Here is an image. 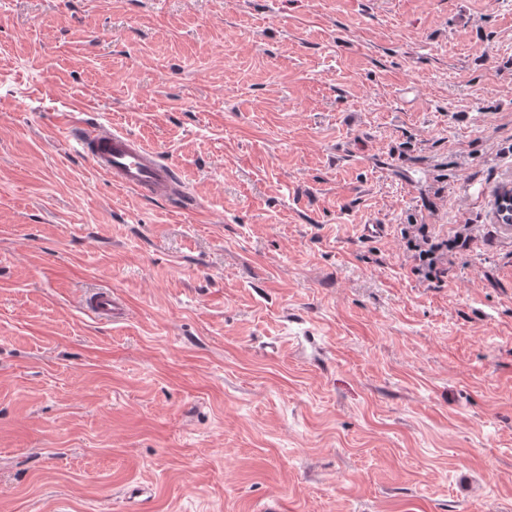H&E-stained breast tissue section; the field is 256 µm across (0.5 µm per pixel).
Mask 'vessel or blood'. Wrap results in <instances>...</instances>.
Masks as SVG:
<instances>
[{"label":"vessel or blood","instance_id":"b4317fda","mask_svg":"<svg viewBox=\"0 0 512 512\" xmlns=\"http://www.w3.org/2000/svg\"><path fill=\"white\" fill-rule=\"evenodd\" d=\"M66 133L75 151L115 186L134 190L148 199L188 197V185L183 178L135 135L99 122L70 124ZM82 304L102 321H112L125 312L122 298L109 289L86 294Z\"/></svg>","mask_w":512,"mask_h":512}]
</instances>
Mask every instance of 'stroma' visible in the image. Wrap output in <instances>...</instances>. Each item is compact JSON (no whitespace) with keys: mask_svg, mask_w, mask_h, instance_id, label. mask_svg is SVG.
Wrapping results in <instances>:
<instances>
[{"mask_svg":"<svg viewBox=\"0 0 512 512\" xmlns=\"http://www.w3.org/2000/svg\"><path fill=\"white\" fill-rule=\"evenodd\" d=\"M510 181L512 0H0V512H512ZM74 149L115 186L134 190L141 198H188V184L159 153L138 137L105 124H68ZM472 238L471 235L458 233L457 236L448 242V240L444 241V243H430L429 239L423 238V244L429 245L428 248L422 249V245L414 243L413 247L415 251L419 252V261L422 262V268L420 269L423 274L424 278L427 281H432L433 278H435V274L438 271V258L437 253L443 248V247H450V248H466L469 246ZM83 307L100 321L112 322L125 312L122 298L112 289H98L86 294Z\"/></svg>","mask_w":512,"mask_h":512,"instance_id":"35a3bbf8","label":"stroma"}]
</instances>
